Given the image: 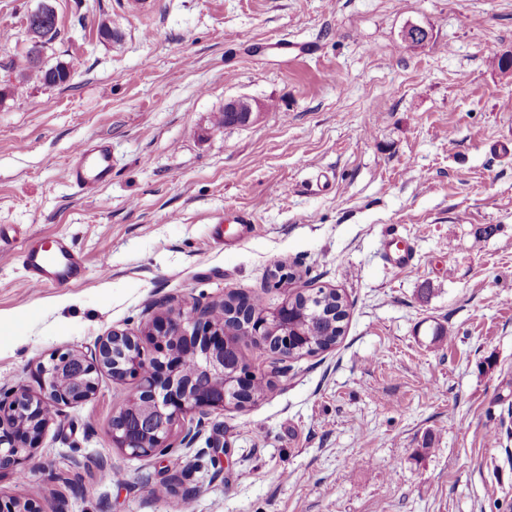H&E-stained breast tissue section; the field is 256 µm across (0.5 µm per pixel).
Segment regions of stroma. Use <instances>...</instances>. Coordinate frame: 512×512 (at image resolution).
Here are the masks:
<instances>
[{"mask_svg": "<svg viewBox=\"0 0 512 512\" xmlns=\"http://www.w3.org/2000/svg\"><path fill=\"white\" fill-rule=\"evenodd\" d=\"M41 2L0 0V224L66 235L86 277L31 289L0 252V385L37 390L55 352L230 294L334 289L349 317L298 360L239 339L273 391L190 444L176 426L160 458L115 448L137 382L101 375L0 493L44 512H512V0H49L61 87L18 76ZM239 97L261 113L217 125ZM102 139L112 179L79 193L68 158ZM393 237L413 266L386 261ZM278 263L295 279L274 284Z\"/></svg>", "mask_w": 512, "mask_h": 512, "instance_id": "1", "label": "stroma"}]
</instances>
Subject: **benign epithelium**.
I'll return each mask as SVG.
<instances>
[{"mask_svg": "<svg viewBox=\"0 0 512 512\" xmlns=\"http://www.w3.org/2000/svg\"><path fill=\"white\" fill-rule=\"evenodd\" d=\"M428 31L407 27L402 40L418 45ZM262 110L247 98L224 103V111L243 113V122ZM220 304L208 310L195 306L156 317L145 335L155 351L145 353L141 337L113 329L101 337L89 355L59 352L38 365L39 391L15 385L0 387V472L18 471L32 464L33 449L52 419L55 408L84 402L98 390L99 375L139 380L135 396L112 419V441L127 455L151 457L172 449L169 440L175 423L188 415H208L243 409L250 403V386L257 374L249 367L227 366L224 326L213 322ZM288 303L250 323L254 342L282 360L296 359L310 332L296 331L291 339ZM0 512H41L35 498H3Z\"/></svg>", "mask_w": 512, "mask_h": 512, "instance_id": "1", "label": "benign epithelium"}]
</instances>
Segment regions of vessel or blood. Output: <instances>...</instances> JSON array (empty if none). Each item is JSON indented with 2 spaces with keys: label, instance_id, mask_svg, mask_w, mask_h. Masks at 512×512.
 <instances>
[{
  "label": "vessel or blood",
  "instance_id": "obj_1",
  "mask_svg": "<svg viewBox=\"0 0 512 512\" xmlns=\"http://www.w3.org/2000/svg\"><path fill=\"white\" fill-rule=\"evenodd\" d=\"M67 174L69 181L84 193L100 189L112 176L109 145L103 141L76 145ZM17 256L25 272V282L31 288H54L85 276L81 257L62 235L24 244L18 248Z\"/></svg>",
  "mask_w": 512,
  "mask_h": 512
}]
</instances>
